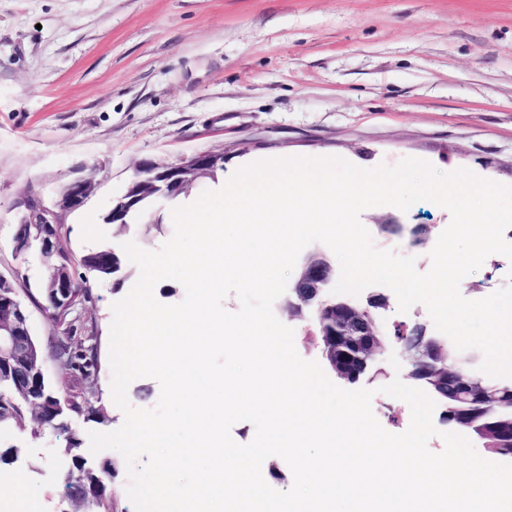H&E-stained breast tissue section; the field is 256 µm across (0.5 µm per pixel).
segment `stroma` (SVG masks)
Segmentation results:
<instances>
[{
    "instance_id": "35a3bbf8",
    "label": "stroma",
    "mask_w": 512,
    "mask_h": 512,
    "mask_svg": "<svg viewBox=\"0 0 512 512\" xmlns=\"http://www.w3.org/2000/svg\"><path fill=\"white\" fill-rule=\"evenodd\" d=\"M201 151L223 153L225 177L285 155L337 156L365 169L413 157L512 186V0H0V275L28 309L49 382L89 402L70 416L76 455L92 467L119 465L100 512H135L121 455L91 454L88 434L124 422L111 392L112 305L139 268L124 261L117 289L74 266L92 288L81 314L98 356L93 379L78 378L53 356L66 333L43 293L48 267L38 251H14V200L26 185L52 200L80 166L98 165L91 194L61 228L73 258L128 242L155 250L174 233L172 202L157 201L148 220L161 227L147 234L101 216L140 161ZM360 219L378 248L414 258L424 273L451 215L422 200L405 212L369 208ZM394 220L426 226V243L411 248L379 232ZM511 271V260L490 255L460 292L487 297ZM404 374L390 356L363 382L375 392V417L396 434L409 427L410 407L383 388ZM11 442L20 454L0 466V483L23 475L27 512H69L76 471L64 437L24 431Z\"/></svg>"
}]
</instances>
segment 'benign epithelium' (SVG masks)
Returning <instances> with one entry per match:
<instances>
[{"mask_svg": "<svg viewBox=\"0 0 512 512\" xmlns=\"http://www.w3.org/2000/svg\"><path fill=\"white\" fill-rule=\"evenodd\" d=\"M224 164V153L203 151L178 162L143 160L136 166L131 177L130 192L141 191L163 193L172 187L173 181L191 185L201 175H209ZM97 167L83 166L78 175L60 186L57 194L48 204L33 190H24L17 197V205L23 208L14 233V248L18 254L28 251L33 240L41 243L43 260L52 270L51 287L64 292L77 286L72 273V265L51 263L58 256L57 242L60 241L59 227L62 215L83 206L93 189ZM337 275L328 264L308 263L303 268L293 287L299 302H288V308L303 312L307 306L311 310L333 308L339 335L344 342L356 346L358 354L335 363L336 370L343 376H351L358 382L373 373V369L384 358L386 348L378 330V311L387 307V297L381 293L367 299V305L347 298H335L327 293L336 284ZM13 323L11 337L0 340V349H15L22 346L31 335L29 316L18 293L0 298V323ZM400 357L408 364L406 380L415 385L421 380L420 370L430 365V361L440 358L438 340L427 334L423 324L413 325L412 334L398 341ZM68 496L75 499L82 512H90L95 501L81 483L68 489Z\"/></svg>", "mask_w": 512, "mask_h": 512, "instance_id": "obj_1", "label": "benign epithelium"}]
</instances>
